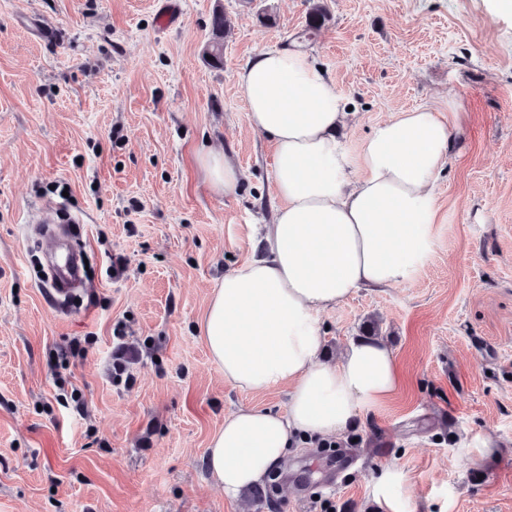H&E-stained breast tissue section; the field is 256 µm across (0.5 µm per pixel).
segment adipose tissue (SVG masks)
Listing matches in <instances>:
<instances>
[{"label": "adipose tissue", "instance_id": "obj_1", "mask_svg": "<svg viewBox=\"0 0 512 512\" xmlns=\"http://www.w3.org/2000/svg\"><path fill=\"white\" fill-rule=\"evenodd\" d=\"M236 83L249 126L275 148L280 205L259 256L225 271L198 331L226 383L287 389L288 407H238L212 436L205 463L232 499L289 449L342 434L397 389L383 341L358 340L324 360L320 316L357 289L406 279L426 255L433 177L452 151L450 121L414 109L375 126L354 171L339 140L354 119L349 102L297 50L259 51ZM198 161L213 189L228 194L243 182L222 152Z\"/></svg>", "mask_w": 512, "mask_h": 512}]
</instances>
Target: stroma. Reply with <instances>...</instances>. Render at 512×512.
Instances as JSON below:
<instances>
[{
  "mask_svg": "<svg viewBox=\"0 0 512 512\" xmlns=\"http://www.w3.org/2000/svg\"><path fill=\"white\" fill-rule=\"evenodd\" d=\"M163 2L0 0V512H381L372 484L390 464L404 512H512V14L497 0H180L163 30ZM313 21L306 53L355 114L353 168L378 123L416 108L457 112L454 150L410 277L321 316L329 360L375 336L396 361L398 389L334 440L362 467L320 489L336 459L304 445L275 496L233 500L206 470L212 434L239 406L288 401L225 383L196 331L279 205L274 147L234 75ZM204 147L245 172L238 193L210 188ZM65 211L93 261L68 307L31 256L39 221ZM119 324L138 352L129 389L112 381ZM75 338L86 352L63 375L79 414L48 365Z\"/></svg>",
  "mask_w": 512,
  "mask_h": 512,
  "instance_id": "stroma-1",
  "label": "stroma"
}]
</instances>
